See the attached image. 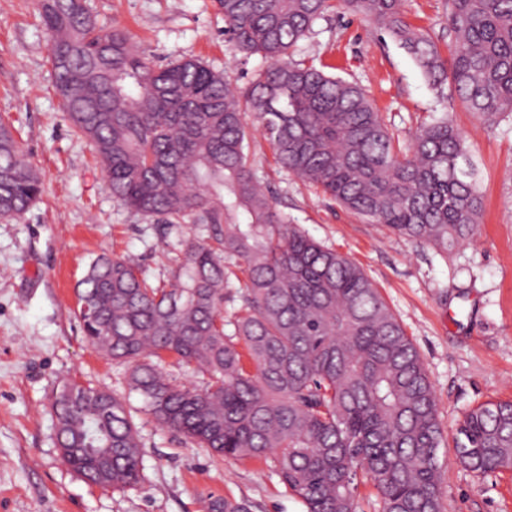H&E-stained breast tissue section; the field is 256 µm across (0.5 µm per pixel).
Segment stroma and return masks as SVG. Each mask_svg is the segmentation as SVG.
I'll use <instances>...</instances> for the list:
<instances>
[{"label":"stroma","instance_id":"stroma-1","mask_svg":"<svg viewBox=\"0 0 512 512\" xmlns=\"http://www.w3.org/2000/svg\"><path fill=\"white\" fill-rule=\"evenodd\" d=\"M99 25L122 27L164 64L199 58L238 85L265 65L224 34L215 0H87ZM414 26L448 30L446 0H405ZM294 60L366 90L400 135L436 112L467 134L483 196L471 242L448 250L413 242L324 198L277 166L255 134L258 175L296 224L358 264L417 348L443 430L446 512H512V472L476 478L454 455L456 427L471 407L512 400V124L489 126L452 88L436 92L412 57L361 16L329 12L294 45ZM0 121L8 123L43 193L20 218L0 220V512H207L209 497L250 512H305L263 464L227 459L158 424L131 393L125 365L86 342L75 288L102 254L134 256L152 284L168 283L193 224H151L116 202L93 146L76 135L55 93L37 0H0ZM124 397L137 427L144 479L122 491L81 480L54 443L50 406L63 384Z\"/></svg>","mask_w":512,"mask_h":512}]
</instances>
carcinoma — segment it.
<instances>
[{"mask_svg":"<svg viewBox=\"0 0 512 512\" xmlns=\"http://www.w3.org/2000/svg\"><path fill=\"white\" fill-rule=\"evenodd\" d=\"M224 35L269 65L247 86L201 61L155 66L80 0H38L56 94L94 144L113 199L154 224H197L171 288L130 258L99 255L76 288L88 343L126 364L130 389L162 426L200 448L264 462L306 512H356L359 479L381 512H445L437 403L420 355L365 272L277 207L251 153L259 128L278 165L369 224L446 249L480 222L478 168L448 112L406 140L359 86L288 50L330 11L360 14L449 84L493 126L512 121V0H448V36L408 22L404 0H217ZM448 39V56L439 41ZM42 181L0 122V218L21 216ZM238 283L241 305L221 313ZM173 357L201 379L177 385ZM54 441L81 479L124 490L143 478L125 402L65 384L51 404ZM457 463L474 476L512 472V401L460 421ZM208 512H249L210 497Z\"/></svg>","mask_w":512,"mask_h":512,"instance_id":"carcinoma-1","label":"carcinoma"}]
</instances>
